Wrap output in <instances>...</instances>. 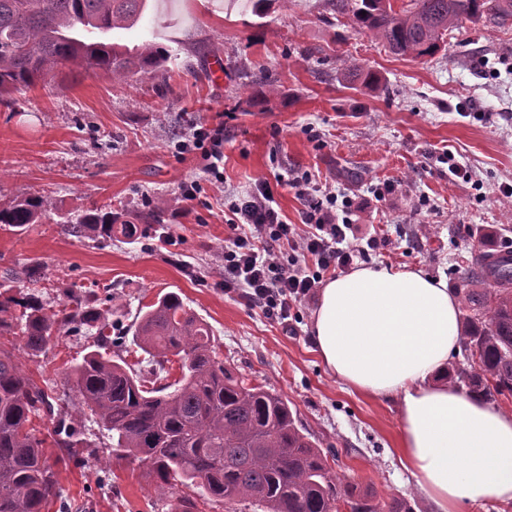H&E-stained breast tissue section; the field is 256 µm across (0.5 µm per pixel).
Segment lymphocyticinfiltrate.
I'll return each instance as SVG.
<instances>
[{"label": "lymphocytic infiltrate", "instance_id": "1", "mask_svg": "<svg viewBox=\"0 0 512 512\" xmlns=\"http://www.w3.org/2000/svg\"><path fill=\"white\" fill-rule=\"evenodd\" d=\"M295 189L304 202L299 224L276 210L278 188ZM364 201L313 184L306 177L276 175L260 181L230 203L233 215L224 240V290L236 294L266 318L288 325L297 303L311 297L326 271L348 269L355 260L386 246V239L352 242L350 216Z\"/></svg>", "mask_w": 512, "mask_h": 512}]
</instances>
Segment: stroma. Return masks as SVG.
I'll return each instance as SVG.
<instances>
[{
	"label": "stroma",
	"mask_w": 512,
	"mask_h": 512,
	"mask_svg": "<svg viewBox=\"0 0 512 512\" xmlns=\"http://www.w3.org/2000/svg\"><path fill=\"white\" fill-rule=\"evenodd\" d=\"M151 37L172 53L162 71L49 78L0 104V203L44 195L54 205L24 234L0 227V287H33L56 305L65 289L95 291L129 340L119 354L131 365L144 357L131 343L139 312L178 293L210 325L218 357L286 398L335 471L431 512L403 465L398 401L352 390L314 353V300L298 304L286 328L225 294L217 269L227 201L280 173L310 174L367 200L351 216L355 236L390 240L368 265L421 269L460 298L488 290L474 274L481 257L512 244V197L501 192L512 185V20H461L421 58L391 54L332 0H273L261 18L243 0H148L143 21L114 33L129 46ZM355 68L375 72L378 87L350 79ZM201 127L224 130V185L187 201L182 186L203 179V161L180 143ZM447 152L474 182L451 179ZM386 180L401 182V193L372 201V186ZM157 199L162 223L131 239L77 237L60 222L109 204L138 224ZM421 222L431 234L419 236ZM488 230L494 238L482 242ZM33 261L42 271L32 284ZM0 345L52 396L94 349L92 337L65 333L37 358L20 338ZM86 437L75 461L46 450L64 503L76 512H170L139 462L113 457L102 475L94 460L110 440L93 422Z\"/></svg>",
	"instance_id": "35a3bbf8"
}]
</instances>
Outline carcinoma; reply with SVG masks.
<instances>
[{"instance_id":"obj_1","label":"carcinoma","mask_w":512,"mask_h":512,"mask_svg":"<svg viewBox=\"0 0 512 512\" xmlns=\"http://www.w3.org/2000/svg\"><path fill=\"white\" fill-rule=\"evenodd\" d=\"M147 0H0V100L36 85L60 66L103 70L115 79L160 71L170 58L145 40L130 48L113 32L135 26ZM397 11L391 0H336L353 22L371 31L389 52L420 58L435 54L459 20H512V0H411ZM53 210L46 196L0 204V227L25 233ZM77 237H134L138 229L118 212L97 208L68 221ZM480 277L495 286L469 293L462 344L471 369H448L443 379L486 399L512 394V256L486 263ZM64 309L19 292L0 300V338L20 334L31 357L45 353L54 332L94 330L98 350L72 372L70 392L48 394L0 347V512H45L59 496L45 445L69 458L87 445L85 416L107 432L112 449L144 465L154 491L175 498L172 512H201L219 502L228 512L252 505L263 512H414L409 501L377 498L335 473L316 441L298 423L288 401L248 379L215 355L210 325L176 293L148 306L135 329L136 345L153 367L131 372L107 355L113 324L90 291L72 288ZM177 358L180 377L155 386ZM46 415L50 438L32 418ZM199 489L176 495L175 487Z\"/></svg>"}]
</instances>
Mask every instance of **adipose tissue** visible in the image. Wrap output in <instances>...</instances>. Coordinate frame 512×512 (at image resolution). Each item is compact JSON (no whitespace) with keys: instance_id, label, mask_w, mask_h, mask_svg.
<instances>
[{"instance_id":"ef3b65f1","label":"adipose tissue","mask_w":512,"mask_h":512,"mask_svg":"<svg viewBox=\"0 0 512 512\" xmlns=\"http://www.w3.org/2000/svg\"><path fill=\"white\" fill-rule=\"evenodd\" d=\"M460 336L457 297L420 270L339 275L311 314L314 351L331 375L399 401L404 465L433 512L512 503V413L439 379Z\"/></svg>"}]
</instances>
